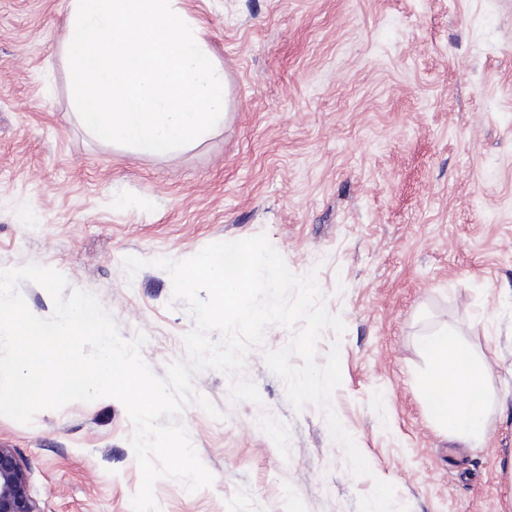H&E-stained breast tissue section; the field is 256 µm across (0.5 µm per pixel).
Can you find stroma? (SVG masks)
Here are the masks:
<instances>
[{
    "label": "stroma",
    "instance_id": "35a3bbf8",
    "mask_svg": "<svg viewBox=\"0 0 512 512\" xmlns=\"http://www.w3.org/2000/svg\"><path fill=\"white\" fill-rule=\"evenodd\" d=\"M68 0H0V268L36 263L97 296L165 376L194 320L150 259L266 234L316 271L343 334L333 397L372 474L353 476L322 412L295 409L265 354L230 402L208 368L178 420L211 486L158 480L161 512H357L375 480L408 512H512V0H180L227 79L224 120L165 156L79 122L61 49ZM132 255L146 267L128 274ZM448 329L487 361L493 402L477 445L429 415L425 342ZM116 399L24 425L0 416L41 512H132L141 473Z\"/></svg>",
    "mask_w": 512,
    "mask_h": 512
}]
</instances>
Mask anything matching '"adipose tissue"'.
<instances>
[{
	"label": "adipose tissue",
	"mask_w": 512,
	"mask_h": 512,
	"mask_svg": "<svg viewBox=\"0 0 512 512\" xmlns=\"http://www.w3.org/2000/svg\"><path fill=\"white\" fill-rule=\"evenodd\" d=\"M431 369L423 394L433 420L463 442L483 439L488 428L485 385L488 367L448 332L429 339Z\"/></svg>",
	"instance_id": "ef3b65f1"
}]
</instances>
